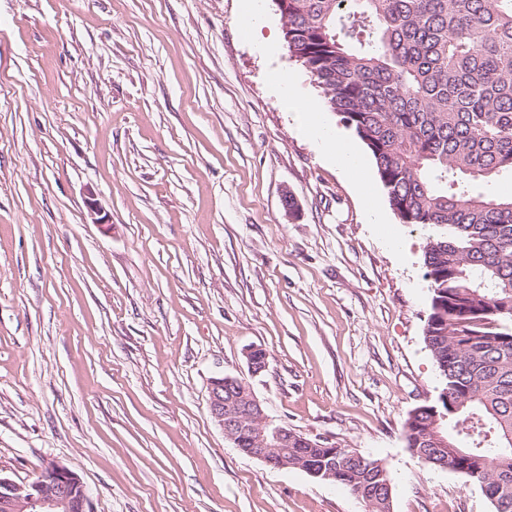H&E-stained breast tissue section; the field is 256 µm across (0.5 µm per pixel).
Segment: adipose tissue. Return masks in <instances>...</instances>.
<instances>
[{
    "mask_svg": "<svg viewBox=\"0 0 512 512\" xmlns=\"http://www.w3.org/2000/svg\"><path fill=\"white\" fill-rule=\"evenodd\" d=\"M286 102L296 103L303 115L300 131L315 145L325 150L337 166L352 181L358 192L368 193L369 185L362 162L356 151L347 143L342 132L326 124L319 113L318 103L310 99H295L289 88H282Z\"/></svg>",
    "mask_w": 512,
    "mask_h": 512,
    "instance_id": "adipose-tissue-1",
    "label": "adipose tissue"
}]
</instances>
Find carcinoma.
<instances>
[{"label": "carcinoma", "instance_id": "carcinoma-1", "mask_svg": "<svg viewBox=\"0 0 512 512\" xmlns=\"http://www.w3.org/2000/svg\"><path fill=\"white\" fill-rule=\"evenodd\" d=\"M285 43L372 156L391 209L429 228L423 340L442 378L403 425L428 465L448 461L494 512H512V0H273ZM288 431V464L391 512L377 459Z\"/></svg>", "mask_w": 512, "mask_h": 512}]
</instances>
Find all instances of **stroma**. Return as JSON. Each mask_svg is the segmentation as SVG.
Here are the masks:
<instances>
[{
  "label": "stroma",
  "mask_w": 512,
  "mask_h": 512,
  "mask_svg": "<svg viewBox=\"0 0 512 512\" xmlns=\"http://www.w3.org/2000/svg\"><path fill=\"white\" fill-rule=\"evenodd\" d=\"M243 4L0 0V474L66 465L92 512H366L213 420L210 379L259 346L269 418L380 460L392 512H493L402 435L441 388L429 231L367 151L368 201L301 137L270 75L322 93L272 0L266 48Z\"/></svg>",
  "instance_id": "1"
}]
</instances>
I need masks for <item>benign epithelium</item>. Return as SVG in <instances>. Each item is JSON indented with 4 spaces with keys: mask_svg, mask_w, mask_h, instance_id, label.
<instances>
[{
    "mask_svg": "<svg viewBox=\"0 0 512 512\" xmlns=\"http://www.w3.org/2000/svg\"><path fill=\"white\" fill-rule=\"evenodd\" d=\"M211 416L233 445L241 433L252 444L247 455L275 469L288 468V431L268 419L250 384L230 375L208 386ZM0 512H89V493L81 477L58 463L44 466L38 480L19 484L0 475Z\"/></svg>",
    "mask_w": 512,
    "mask_h": 512,
    "instance_id": "7a95c632",
    "label": "benign epithelium"
}]
</instances>
